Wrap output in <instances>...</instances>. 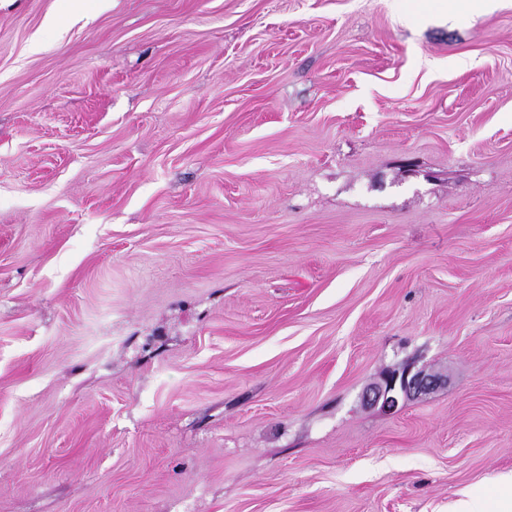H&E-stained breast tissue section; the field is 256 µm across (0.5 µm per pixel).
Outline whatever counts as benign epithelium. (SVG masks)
I'll return each mask as SVG.
<instances>
[{"label": "benign epithelium", "instance_id": "obj_1", "mask_svg": "<svg viewBox=\"0 0 512 512\" xmlns=\"http://www.w3.org/2000/svg\"><path fill=\"white\" fill-rule=\"evenodd\" d=\"M442 381V376L424 370L413 372L409 368L394 369L366 388L363 401L391 413L398 409L400 401L426 394L437 388Z\"/></svg>", "mask_w": 512, "mask_h": 512}]
</instances>
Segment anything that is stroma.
<instances>
[{
    "label": "stroma",
    "mask_w": 512,
    "mask_h": 512,
    "mask_svg": "<svg viewBox=\"0 0 512 512\" xmlns=\"http://www.w3.org/2000/svg\"><path fill=\"white\" fill-rule=\"evenodd\" d=\"M406 365L445 382L363 403ZM509 471L512 0H0V512Z\"/></svg>",
    "instance_id": "35a3bbf8"
}]
</instances>
